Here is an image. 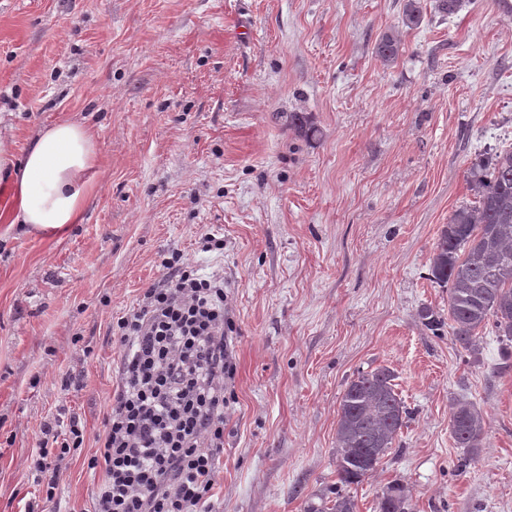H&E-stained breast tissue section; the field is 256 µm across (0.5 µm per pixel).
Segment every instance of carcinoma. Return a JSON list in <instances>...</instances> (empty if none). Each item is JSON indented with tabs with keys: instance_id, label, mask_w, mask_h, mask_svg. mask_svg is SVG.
Listing matches in <instances>:
<instances>
[{
	"instance_id": "cac0c4a2",
	"label": "carcinoma",
	"mask_w": 512,
	"mask_h": 512,
	"mask_svg": "<svg viewBox=\"0 0 512 512\" xmlns=\"http://www.w3.org/2000/svg\"><path fill=\"white\" fill-rule=\"evenodd\" d=\"M420 0H407L402 22L410 29L423 21ZM401 43L391 34L375 46L385 63L394 62ZM288 125L308 136L317 133L299 112ZM475 201L454 211L442 229L432 259L433 278L450 285L448 320L455 340L466 350L477 346L476 331L493 322L499 336L512 341V147L499 148L469 173ZM394 373L379 367L360 373L342 395L336 428L338 483L355 484L380 465L406 424L409 411L395 391ZM483 412L470 403L456 405L452 434L458 447L479 453L484 434ZM403 485L394 483L377 496L376 512H408Z\"/></svg>"
}]
</instances>
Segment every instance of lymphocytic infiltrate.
Instances as JSON below:
<instances>
[{
	"label": "lymphocytic infiltrate",
	"instance_id": "f902f5d3",
	"mask_svg": "<svg viewBox=\"0 0 512 512\" xmlns=\"http://www.w3.org/2000/svg\"><path fill=\"white\" fill-rule=\"evenodd\" d=\"M162 266L164 283L146 289L116 323L120 385L101 452L87 461L88 469H105L93 512H213L237 373L224 280L199 274L178 253ZM84 431L73 415L44 424L32 472L46 499L55 497Z\"/></svg>",
	"mask_w": 512,
	"mask_h": 512
}]
</instances>
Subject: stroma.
<instances>
[{
    "label": "stroma",
    "mask_w": 512,
    "mask_h": 512,
    "mask_svg": "<svg viewBox=\"0 0 512 512\" xmlns=\"http://www.w3.org/2000/svg\"><path fill=\"white\" fill-rule=\"evenodd\" d=\"M0 0V139L22 156L79 121L97 189L59 237L11 223L0 183V512L35 496L43 425L80 416L44 512H91L86 460L119 384L112 327L178 252L220 274L235 323L236 402L217 512H329L340 398L387 367L410 416L372 474L347 487L374 512L402 484L409 512H512V359L494 334L463 349L430 271L468 173L512 145V0L446 16L421 0ZM402 44L387 64L383 33ZM301 112L318 128H288ZM223 250L203 247L205 234ZM485 414L468 466L457 402Z\"/></svg>",
    "instance_id": "obj_1"
}]
</instances>
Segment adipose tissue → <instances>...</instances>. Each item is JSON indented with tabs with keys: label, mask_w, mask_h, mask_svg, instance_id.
Masks as SVG:
<instances>
[{
	"label": "adipose tissue",
	"mask_w": 512,
	"mask_h": 512,
	"mask_svg": "<svg viewBox=\"0 0 512 512\" xmlns=\"http://www.w3.org/2000/svg\"><path fill=\"white\" fill-rule=\"evenodd\" d=\"M97 162L95 136L81 123L45 127L19 158L0 142V178H7L16 201L13 223L43 236L80 223L94 191Z\"/></svg>",
	"instance_id": "ef3b65f1"
}]
</instances>
